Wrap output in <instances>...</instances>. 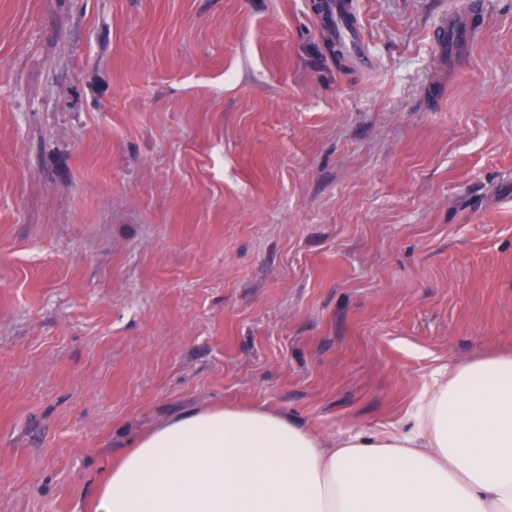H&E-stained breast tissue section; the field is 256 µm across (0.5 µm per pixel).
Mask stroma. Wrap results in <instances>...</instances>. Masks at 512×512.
<instances>
[{
    "mask_svg": "<svg viewBox=\"0 0 512 512\" xmlns=\"http://www.w3.org/2000/svg\"><path fill=\"white\" fill-rule=\"evenodd\" d=\"M317 2L0 0V512L189 408L409 431L512 350V0H353L366 69ZM476 36L475 30L470 27L457 26L448 18L437 29V39L450 51L465 50Z\"/></svg>",
    "mask_w": 512,
    "mask_h": 512,
    "instance_id": "stroma-1",
    "label": "stroma"
}]
</instances>
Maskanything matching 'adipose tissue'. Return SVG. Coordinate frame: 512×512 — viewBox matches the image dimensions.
Instances as JSON below:
<instances>
[{
    "label": "adipose tissue",
    "mask_w": 512,
    "mask_h": 512,
    "mask_svg": "<svg viewBox=\"0 0 512 512\" xmlns=\"http://www.w3.org/2000/svg\"><path fill=\"white\" fill-rule=\"evenodd\" d=\"M93 512H512V353L448 365L413 432L182 411L120 455Z\"/></svg>",
    "instance_id": "adipose-tissue-1"
}]
</instances>
